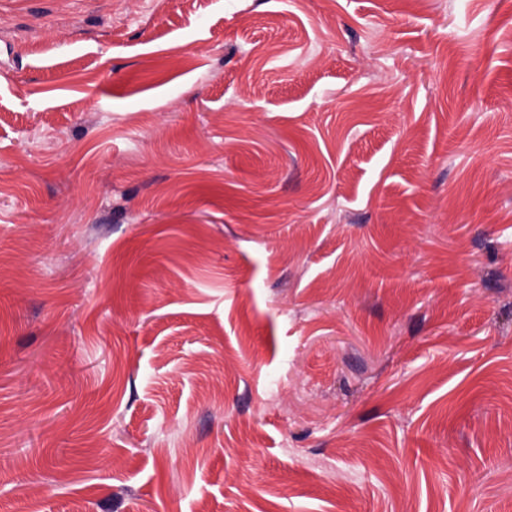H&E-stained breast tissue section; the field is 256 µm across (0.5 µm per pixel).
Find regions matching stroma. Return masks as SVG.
I'll list each match as a JSON object with an SVG mask.
<instances>
[{"mask_svg": "<svg viewBox=\"0 0 512 512\" xmlns=\"http://www.w3.org/2000/svg\"><path fill=\"white\" fill-rule=\"evenodd\" d=\"M0 512H512V0H0Z\"/></svg>", "mask_w": 512, "mask_h": 512, "instance_id": "1", "label": "stroma"}]
</instances>
